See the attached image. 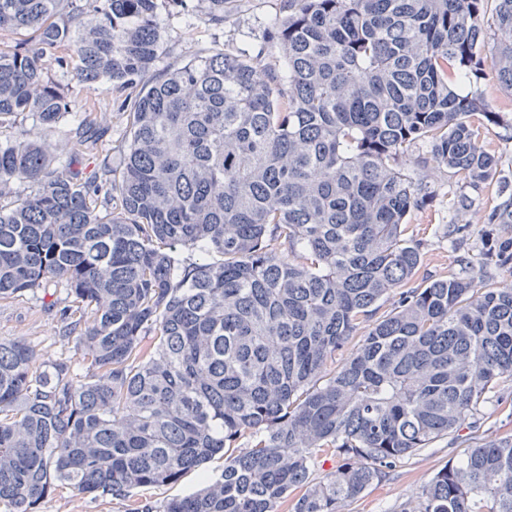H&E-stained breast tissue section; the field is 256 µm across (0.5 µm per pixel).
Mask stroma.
<instances>
[{
	"instance_id": "1",
	"label": "stroma",
	"mask_w": 512,
	"mask_h": 512,
	"mask_svg": "<svg viewBox=\"0 0 512 512\" xmlns=\"http://www.w3.org/2000/svg\"><path fill=\"white\" fill-rule=\"evenodd\" d=\"M280 16V0H231L223 26L196 21L187 25L170 20L162 2L157 9L162 48L153 71L163 73L206 52L240 46L244 34L262 35ZM478 90L489 106L506 119L505 124L485 130L482 144L498 159L501 177L512 182V95L500 88L491 72L481 80ZM78 98L92 106L97 125L95 133L80 148L78 167L84 177L90 178L104 163L116 165L123 158L128 146L127 116L112 107L111 92L84 88ZM427 156L426 147L420 145L414 148L411 158L416 162V173L427 177L438 193L427 208L411 214L406 235L423 245L419 277L441 278L460 272L463 259L479 262L485 220L500 199L496 184L477 189L462 186L447 170L427 164ZM68 305L65 287L56 281L0 300V337L24 340L45 364L64 361L82 368L79 351L64 338L70 322L62 312ZM502 393L504 405L488 406L479 427L463 425L458 435L438 440L405 460L389 479L349 502L346 512H407L434 473L448 459L460 458L473 440L511 436L512 382L505 383ZM223 469L224 458L218 455L186 473L177 483L139 488L126 499L93 497L64 489L44 499L38 512H160L167 500L196 492Z\"/></svg>"
}]
</instances>
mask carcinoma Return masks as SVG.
Segmentation results:
<instances>
[{"mask_svg":"<svg viewBox=\"0 0 512 512\" xmlns=\"http://www.w3.org/2000/svg\"><path fill=\"white\" fill-rule=\"evenodd\" d=\"M157 2L0 0V33L38 42L0 49V300L64 284L89 364L0 338V504L125 499L222 452L220 477L162 512H279L295 491L293 512H345L512 381V286L486 274L512 269V186L480 144L506 120L454 87L489 68L512 94V0H282L259 46L147 81ZM163 2L220 26L228 0ZM51 50L78 86L134 93L119 168L51 165L49 133L88 111L45 76ZM420 143L503 201L481 270L409 288L407 219L436 195L409 168ZM16 182L34 190L6 199ZM409 512H512V438L449 459Z\"/></svg>","mask_w":512,"mask_h":512,"instance_id":"1","label":"carcinoma"}]
</instances>
